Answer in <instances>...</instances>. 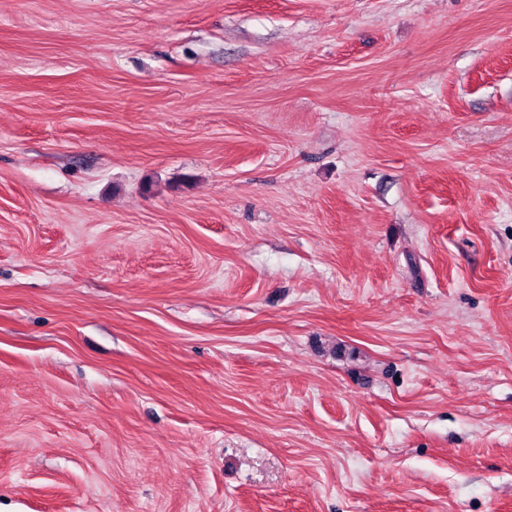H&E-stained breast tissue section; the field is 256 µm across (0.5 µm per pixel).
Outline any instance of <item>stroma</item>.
Masks as SVG:
<instances>
[{
    "instance_id": "35a3bbf8",
    "label": "stroma",
    "mask_w": 512,
    "mask_h": 512,
    "mask_svg": "<svg viewBox=\"0 0 512 512\" xmlns=\"http://www.w3.org/2000/svg\"><path fill=\"white\" fill-rule=\"evenodd\" d=\"M0 512H512V0H0Z\"/></svg>"
}]
</instances>
